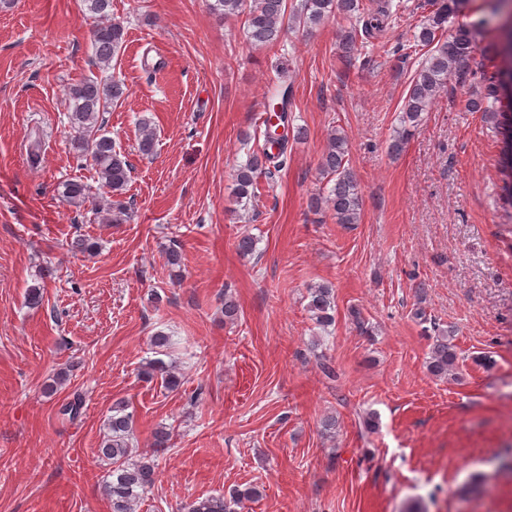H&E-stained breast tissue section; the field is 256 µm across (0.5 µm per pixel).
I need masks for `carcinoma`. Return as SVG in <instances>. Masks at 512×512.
Segmentation results:
<instances>
[{"label":"carcinoma","mask_w":512,"mask_h":512,"mask_svg":"<svg viewBox=\"0 0 512 512\" xmlns=\"http://www.w3.org/2000/svg\"><path fill=\"white\" fill-rule=\"evenodd\" d=\"M459 0H442V3L423 23L417 36L423 46H433L427 62L418 70L406 99L400 124L390 148L397 153L413 135L421 121L422 112L433 102L438 93L448 85L455 75L463 78L467 62L472 53L471 32L460 28L454 36L443 42L436 39L449 17L455 13ZM86 10L100 18V23L91 32V46L95 65L101 69L111 66L125 42L123 23L111 17L112 0H83ZM212 10L224 18L245 16V36L256 47H267L279 42L289 29L310 31L320 25L333 11L346 15L350 28L344 32L340 45L345 53L355 48L357 40H370L381 31L385 22L394 16L391 0H381L368 7L361 0H300L296 6H288V0H214ZM482 90L467 101L472 112H483L491 117L499 111L503 83L495 75L481 77ZM124 83L114 78L111 81L88 76L69 88L70 123L74 130V148L79 155L90 159L96 167L101 181L111 193L125 190L132 170L127 156L116 148V142L108 135L103 117L107 108L124 99ZM274 96L279 101H270V108H279L277 117L282 122L283 132L275 137L270 128H265L264 146L253 152L246 162L236 168V194L238 201L251 202L256 197L260 176H269L272 169L284 163L285 144L288 142V107L292 90L286 82L280 83ZM155 134L150 124L141 122L139 152L144 156L154 153ZM277 152H272V148ZM348 140L338 128L327 133L326 146L320 168L333 181L325 196L315 199L317 210L327 208L333 212L338 224H357L361 219L362 203L358 195L355 177L348 163ZM59 196L63 201L77 206L89 200L88 186L81 181L66 180L59 184ZM308 312L315 323L326 328L335 322V291L328 283L309 288ZM457 355L448 336L436 338L430 353L428 370L437 378H446L456 370ZM143 374L158 376L168 389L179 386V376L164 361L154 359L143 369ZM107 418V435L98 448L99 454L112 461V480L105 483V492L110 500L112 512H134L141 492L154 480V461L133 447L132 415L126 405L119 402ZM261 496L255 487L233 491L230 497L212 496L198 498L186 507V512H238L244 502Z\"/></svg>","instance_id":"obj_1"}]
</instances>
